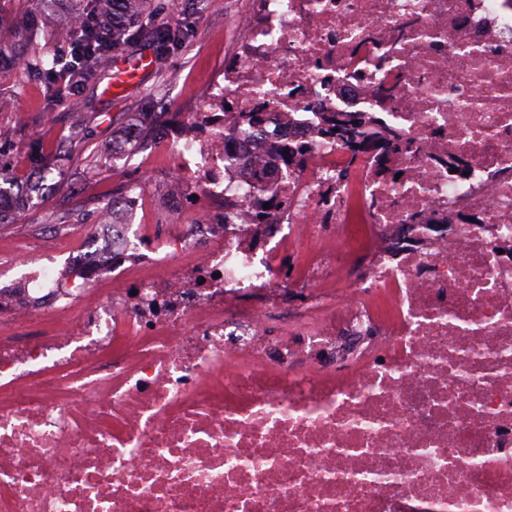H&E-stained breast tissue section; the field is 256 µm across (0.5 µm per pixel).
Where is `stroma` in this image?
<instances>
[{
  "label": "stroma",
  "instance_id": "obj_1",
  "mask_svg": "<svg viewBox=\"0 0 512 512\" xmlns=\"http://www.w3.org/2000/svg\"><path fill=\"white\" fill-rule=\"evenodd\" d=\"M254 8L255 0H162L143 25L180 30L182 39L167 47L130 41L125 56H148L154 64L122 97L110 96L96 79L74 77L73 93L84 103L78 136L59 94V73L22 78L0 67V188L31 196L23 209L0 217V279L21 281L48 253L64 263L91 239L100 210L130 188L152 197L144 223L154 233L169 232L176 219L164 206L169 185L158 172L171 162L151 117L202 108L207 87L235 55L240 20ZM89 156L99 160L91 171L84 167Z\"/></svg>",
  "mask_w": 512,
  "mask_h": 512
}]
</instances>
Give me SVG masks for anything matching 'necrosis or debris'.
Wrapping results in <instances>:
<instances>
[{"instance_id": "1", "label": "necrosis or debris", "mask_w": 512, "mask_h": 512, "mask_svg": "<svg viewBox=\"0 0 512 512\" xmlns=\"http://www.w3.org/2000/svg\"><path fill=\"white\" fill-rule=\"evenodd\" d=\"M383 84L394 181L322 133ZM184 120L177 233L0 288V512H512V0H257Z\"/></svg>"}]
</instances>
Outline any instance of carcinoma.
I'll use <instances>...</instances> for the list:
<instances>
[{"mask_svg": "<svg viewBox=\"0 0 512 512\" xmlns=\"http://www.w3.org/2000/svg\"><path fill=\"white\" fill-rule=\"evenodd\" d=\"M93 14L76 12L62 25L51 27L47 46L42 48L27 41L23 25H17V37L11 43L0 42V56L12 58L19 74L29 71H67L74 69L95 76L99 81L108 78L110 66L106 65L109 50L118 51L137 38L145 42L166 44L175 40L170 30L147 28L140 24L155 0H93ZM76 47L72 56H64L59 45ZM263 120L261 112H234L231 122L238 126L255 127ZM326 134H347L360 140V146L381 151L378 160L386 163L391 152H407L408 142L386 126H379L362 112H338Z\"/></svg>", "mask_w": 512, "mask_h": 512, "instance_id": "1", "label": "carcinoma"}]
</instances>
